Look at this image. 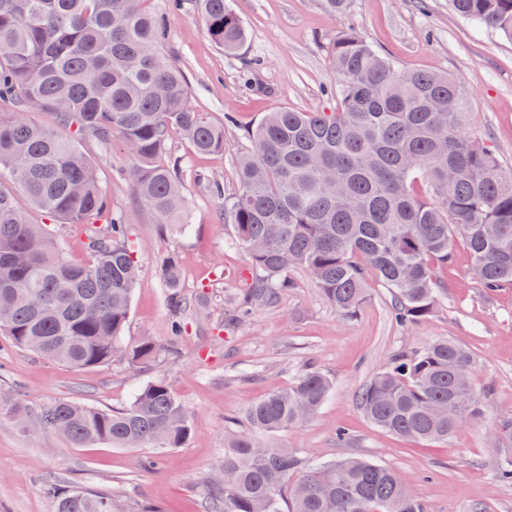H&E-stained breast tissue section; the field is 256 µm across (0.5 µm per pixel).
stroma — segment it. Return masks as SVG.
I'll use <instances>...</instances> for the list:
<instances>
[{
    "mask_svg": "<svg viewBox=\"0 0 512 512\" xmlns=\"http://www.w3.org/2000/svg\"><path fill=\"white\" fill-rule=\"evenodd\" d=\"M145 6L167 23L162 52L183 73L192 106L224 127L223 152L209 156L193 154L179 132L170 134L168 153L180 162L187 203L182 221L191 232L159 235L157 216L123 175L133 160L119 138L82 132L74 140L141 244L126 339L153 337L161 353L147 364L117 360L83 371L46 362L0 335V393L35 413L62 400L120 409L138 387L163 378L186 408L192 433L179 448L104 442L77 448L47 430H21L1 414L0 512H54L41 488L55 479L108 490L129 512L150 504L162 512H206V480L224 459L225 438L245 427L252 404L310 367L330 377L327 400L310 421L269 436V443L312 463L357 456L384 464L433 512H512V483L499 478L505 452L495 436L498 422L512 418V288L486 293L463 241L455 243L453 263L437 267L439 302L421 323L397 324L389 290L375 278L357 314L340 316L300 272L297 287L277 307L255 311L234 330L222 326L225 308L252 278L245 250L228 247L232 228L224 222V200L239 189L237 156L266 113L335 109L339 77L329 50L342 27L354 28L403 66L448 75L461 86L472 102L471 128L511 175L512 43L453 14L448 0H351L341 19L323 0H231L247 38L230 55L210 37L195 0H146ZM228 113L230 125L224 122ZM213 180L223 182V196L211 193ZM170 255L181 268L185 294L206 306L204 313L185 315L186 333L175 342L161 275ZM435 339L472 354L482 415L438 442L376 428L357 406L359 391L395 355ZM341 427L350 433L344 442L336 439ZM150 458L156 468L143 469Z\"/></svg>",
    "mask_w": 512,
    "mask_h": 512,
    "instance_id": "stroma-1",
    "label": "stroma"
}]
</instances>
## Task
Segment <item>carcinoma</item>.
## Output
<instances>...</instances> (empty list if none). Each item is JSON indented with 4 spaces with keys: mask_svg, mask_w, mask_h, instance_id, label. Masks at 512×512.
<instances>
[{
    "mask_svg": "<svg viewBox=\"0 0 512 512\" xmlns=\"http://www.w3.org/2000/svg\"><path fill=\"white\" fill-rule=\"evenodd\" d=\"M144 0H0V333L44 360L95 369L156 358L149 336L125 343L139 269L135 241L112 213L93 164L61 132L29 113L51 111L102 140L120 137L140 201L168 234L182 229L172 130L200 156L224 152V128L190 103L181 72L161 53L164 24ZM226 54L247 32L227 0H196ZM454 12L512 42V0H448ZM341 78L336 111L269 112L239 158L241 191L224 202L230 245L255 271L224 322L240 324L277 304L305 272L340 315L357 313L376 275L395 318L415 325L435 310V267L453 260L455 238L486 292L512 288V177L470 127L469 97L446 76L407 69L359 33L338 32L329 50ZM73 224L88 259H71L16 201ZM168 307H194L178 264L162 267ZM474 359L436 340L399 355L363 387L358 407L397 437L446 440L480 413ZM330 380L308 369L251 405L245 429L224 442L207 479L210 512H432L392 469L363 458L307 464L260 436L298 427L321 408ZM41 424L73 446L180 448L188 414L164 378L121 409L58 401ZM55 512H118L112 495L52 482Z\"/></svg>",
    "mask_w": 512,
    "mask_h": 512,
    "instance_id": "cac0c4a2",
    "label": "carcinoma"
}]
</instances>
